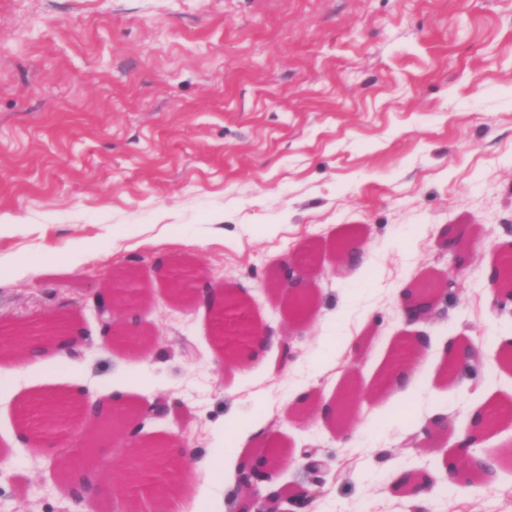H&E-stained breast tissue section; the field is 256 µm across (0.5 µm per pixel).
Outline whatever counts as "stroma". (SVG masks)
I'll use <instances>...</instances> for the list:
<instances>
[{"label":"stroma","instance_id":"35a3bbf8","mask_svg":"<svg viewBox=\"0 0 512 512\" xmlns=\"http://www.w3.org/2000/svg\"><path fill=\"white\" fill-rule=\"evenodd\" d=\"M0 217V328L70 313L89 336L80 356L48 344L0 366V512H85L51 464L84 446L104 488L95 512H160L115 487L135 435L173 446L178 512H198L204 487L219 512H242L237 480L208 465L229 414L261 415L284 449L279 512L314 477L304 448L328 465L312 512H512V418L480 438L491 479L446 474L473 412L512 407L498 343L512 302L494 303L488 276L512 256V0H0ZM457 235L460 267L441 246ZM348 238L366 269L339 266ZM88 241L101 251L79 253ZM305 252L315 306L291 325L288 291L269 281ZM159 261L234 289L291 360L269 345L242 375L212 308L173 303ZM126 268L149 288L139 350L103 344L93 308L100 279ZM433 273L457 285L418 326L429 345L412 359L413 406L392 420L382 388L410 331L400 291ZM349 336L354 350L317 370ZM451 340L478 360L448 372ZM352 380L344 427L310 410ZM104 387L124 398L123 427L78 420L53 448L23 434L21 414L45 425L38 397ZM160 398L178 415L138 423ZM440 415L447 434L415 449ZM398 469L431 481L426 505Z\"/></svg>","mask_w":512,"mask_h":512}]
</instances>
